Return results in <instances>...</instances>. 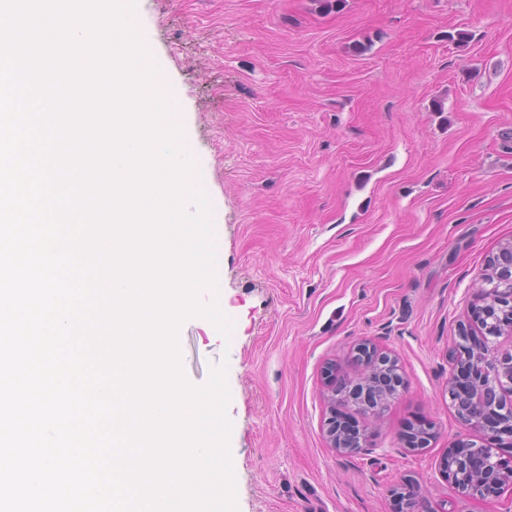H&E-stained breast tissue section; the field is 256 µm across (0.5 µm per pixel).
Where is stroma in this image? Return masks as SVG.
<instances>
[{
    "label": "stroma",
    "mask_w": 512,
    "mask_h": 512,
    "mask_svg": "<svg viewBox=\"0 0 512 512\" xmlns=\"http://www.w3.org/2000/svg\"><path fill=\"white\" fill-rule=\"evenodd\" d=\"M214 211L224 339L179 328L186 379L228 363L238 512H430L477 501L440 460L473 432L447 392L489 256L512 240V0H136ZM368 338L406 389L370 446L329 448L320 373ZM436 425L429 448L397 439Z\"/></svg>",
    "instance_id": "1"
}]
</instances>
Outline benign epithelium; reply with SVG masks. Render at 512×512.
<instances>
[{
  "mask_svg": "<svg viewBox=\"0 0 512 512\" xmlns=\"http://www.w3.org/2000/svg\"><path fill=\"white\" fill-rule=\"evenodd\" d=\"M473 304L470 322L461 325L456 342L455 368L448 377V395L457 417L478 432L483 443L458 440L440 461L448 482L475 499L500 498L512 489V454L494 452L512 446V349L488 356L489 338L512 335V240L492 254ZM355 375L345 373L335 361L322 367L321 380L331 401L326 420V440L340 454H357L369 447L366 429L336 416V403H351L365 414L376 415L406 388L397 359L369 339L349 351ZM435 438V424L420 420L398 435L411 450H422ZM399 512H422L414 484L397 492Z\"/></svg>",
  "mask_w": 512,
  "mask_h": 512,
  "instance_id": "7a95c632",
  "label": "benign epithelium"
}]
</instances>
